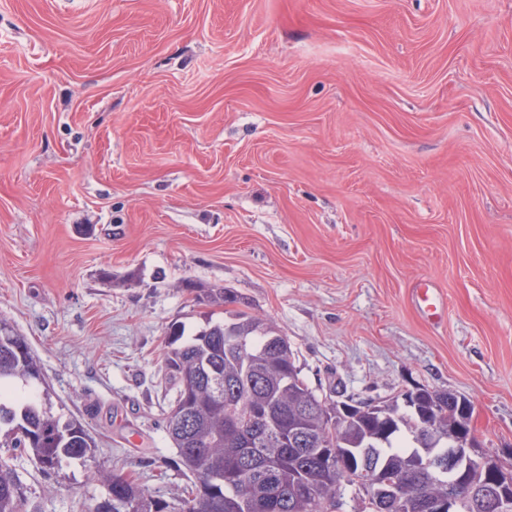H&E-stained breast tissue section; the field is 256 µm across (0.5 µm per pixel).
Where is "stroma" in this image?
<instances>
[{"mask_svg":"<svg viewBox=\"0 0 512 512\" xmlns=\"http://www.w3.org/2000/svg\"><path fill=\"white\" fill-rule=\"evenodd\" d=\"M227 288L320 394L424 385L512 456V0H0V318L102 471L174 501L170 333ZM438 292L436 316L420 289Z\"/></svg>","mask_w":512,"mask_h":512,"instance_id":"stroma-1","label":"stroma"}]
</instances>
